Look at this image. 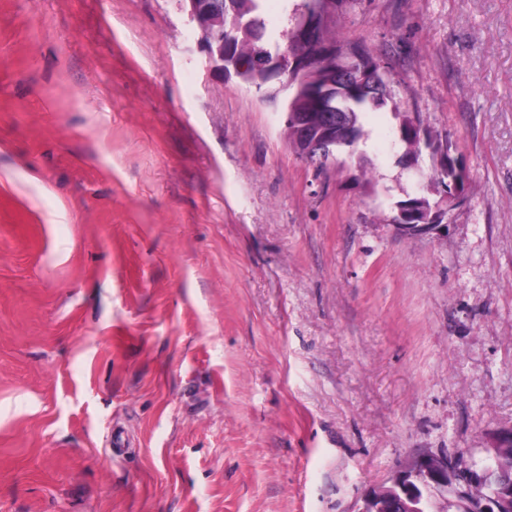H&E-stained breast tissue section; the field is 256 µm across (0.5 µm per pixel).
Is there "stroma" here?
Segmentation results:
<instances>
[{"instance_id":"obj_1","label":"stroma","mask_w":512,"mask_h":512,"mask_svg":"<svg viewBox=\"0 0 512 512\" xmlns=\"http://www.w3.org/2000/svg\"><path fill=\"white\" fill-rule=\"evenodd\" d=\"M323 23L389 71L373 199L179 0H0V512H359L512 425V0ZM399 111L470 174L443 235L392 225ZM283 114V127L288 139L289 126L293 123L297 131L296 137L299 136L301 141L306 145V157L314 152H319L323 157H329L334 160L336 156V142L332 141L331 132L327 129H320L315 139H309V131L307 130L308 124L301 119L290 116L288 109L282 111Z\"/></svg>"}]
</instances>
